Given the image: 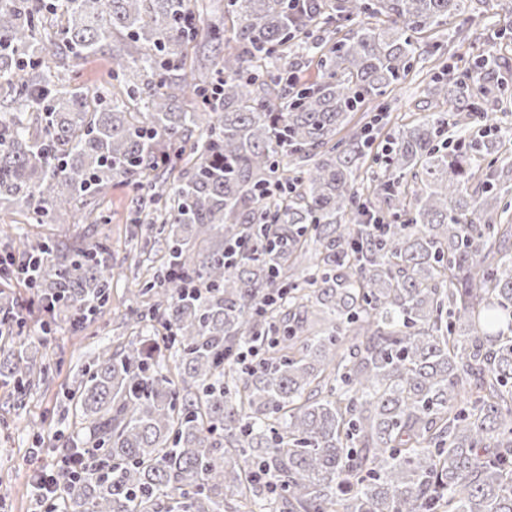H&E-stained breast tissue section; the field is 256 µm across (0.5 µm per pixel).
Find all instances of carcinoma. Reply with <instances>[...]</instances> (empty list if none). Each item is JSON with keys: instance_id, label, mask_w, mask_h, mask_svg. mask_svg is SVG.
Masks as SVG:
<instances>
[{"instance_id": "carcinoma-1", "label": "carcinoma", "mask_w": 512, "mask_h": 512, "mask_svg": "<svg viewBox=\"0 0 512 512\" xmlns=\"http://www.w3.org/2000/svg\"><path fill=\"white\" fill-rule=\"evenodd\" d=\"M474 2L225 0L204 28L191 0H0V213L83 224L77 204L120 182L136 246L166 257L71 396L103 468L65 512H512V201L504 169L475 166L505 142L443 138L512 98L503 59L453 44L463 66L431 79L448 115L377 150L351 125ZM107 53L110 92L49 64ZM364 165L383 174L363 199ZM14 252L9 323L14 280L49 331L98 315L120 275L104 242L18 230ZM45 370L33 346L0 353L21 394Z\"/></svg>"}]
</instances>
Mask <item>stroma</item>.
Masks as SVG:
<instances>
[{"label": "stroma", "instance_id": "1", "mask_svg": "<svg viewBox=\"0 0 512 512\" xmlns=\"http://www.w3.org/2000/svg\"><path fill=\"white\" fill-rule=\"evenodd\" d=\"M512 23V14L505 12L502 0H489L487 17L474 24L469 35L476 51L489 52L508 61L503 74L512 81V41L490 42L495 27ZM384 102L390 113L387 131L409 118L429 116L442 110L440 100L425 85L405 83L387 92ZM130 199L119 186L107 190L104 198L106 215L111 221L85 229L78 224L57 222L54 228L67 239L83 244L108 243L116 260L127 254ZM41 225V232H49ZM129 284L121 280L112 286L104 319L76 326L59 320L43 352L49 374L25 397H18L13 387L0 384V507L5 512H38L31 494L33 448H41L43 464L54 462L56 448L72 435V410L68 400L81 378L85 357L95 348L109 346L121 337L123 314L132 302Z\"/></svg>", "mask_w": 512, "mask_h": 512}]
</instances>
